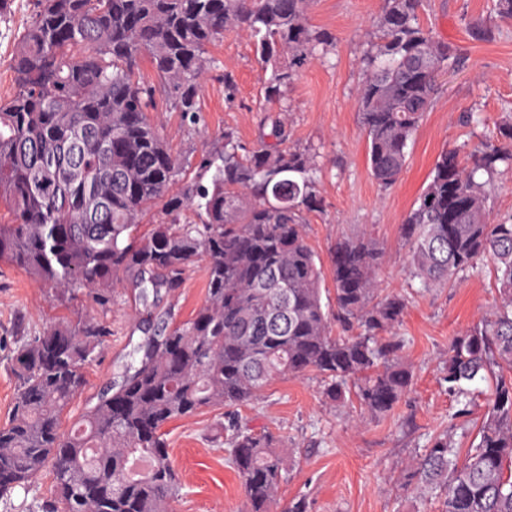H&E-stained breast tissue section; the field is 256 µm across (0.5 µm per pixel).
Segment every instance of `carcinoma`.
I'll return each instance as SVG.
<instances>
[{
  "mask_svg": "<svg viewBox=\"0 0 512 512\" xmlns=\"http://www.w3.org/2000/svg\"><path fill=\"white\" fill-rule=\"evenodd\" d=\"M313 0H36L12 59L15 89L0 97V261L61 294L81 291L112 303L128 283L142 296L178 288L206 262V293L194 315L166 314L138 346V359L112 398L88 404L62 426L86 387L85 368L109 336L94 319L62 320L22 342L12 359L18 383L0 424V499L51 477L44 512H172L181 495L165 427L206 409L224 410L228 463L244 493L243 512H276L288 479V446L254 431L239 410L276 380L316 374L324 394L355 397L373 415L391 412L410 390L412 369L395 328L409 300L383 295L384 252L342 237L330 251L336 321L323 302V269L303 232L324 210L318 153L288 145L279 119L249 150L224 129V146L189 162L169 149L149 113L156 95L192 118L216 62L209 48L238 29L250 35L267 77L258 111L283 106L303 68L336 38L310 22ZM424 0H382L358 64L357 117L376 183L390 188L461 48L421 21ZM468 22L489 42L512 19ZM156 82L137 79L141 61ZM75 164L87 171L69 180ZM512 172V120L466 153L442 151L405 216L420 290L451 285L487 259L494 309L454 336L441 383L466 417L472 385L492 380L475 443L458 457L448 434L432 437L406 466L405 486L438 499L441 512H512V215L490 220L487 186L499 165ZM159 219L142 230L147 216Z\"/></svg>",
  "mask_w": 512,
  "mask_h": 512,
  "instance_id": "cac0c4a2",
  "label": "carcinoma"
}]
</instances>
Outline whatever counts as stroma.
<instances>
[{
  "instance_id": "35a3bbf8",
  "label": "stroma",
  "mask_w": 512,
  "mask_h": 512,
  "mask_svg": "<svg viewBox=\"0 0 512 512\" xmlns=\"http://www.w3.org/2000/svg\"><path fill=\"white\" fill-rule=\"evenodd\" d=\"M427 3L424 25L440 40L462 47L466 59L449 66L443 91L420 125L394 186L381 189L370 174L356 105L358 58L381 0H316L311 22L332 32L336 47L326 59L312 60L302 70L288 91L287 110L280 115L291 144L319 151L318 189L325 209L308 216L304 232L310 245L325 262L338 237L376 241L385 252L378 280L387 294L405 292L414 283L399 227L439 153L474 136H492L512 112V20L499 22L494 40L475 42L467 24L489 15L493 0ZM33 11L34 0H10L9 10L0 16V97L13 90L10 58ZM210 55L217 68L201 89L199 123L191 124L163 103L152 114L172 151L194 164L205 151L221 145L225 129H233L249 148L263 132L258 107L264 72L250 37L226 31ZM228 74L234 79L230 91L224 86ZM472 109L480 112L482 122L469 128L460 117ZM204 296L201 262L190 269L181 288L146 298L139 290L121 288L106 308L80 293L58 297L23 270L0 262V422L7 419L17 397L11 358L20 339L66 318L93 316L110 327V337L85 369L87 386L72 404L77 414L120 379L155 316L169 311L177 320L187 319ZM493 306L492 269L486 262L456 286L430 289L410 304L397 333L405 339L404 355L414 371V384L388 415H372L354 401L334 404L313 375L279 379L254 405L242 408L250 427L271 430L288 445V481L280 492L281 503L302 497L309 512H439L437 500L405 489L403 471L436 434L447 433L459 448H468L471 438L463 433L457 407L439 378L453 336ZM219 420L218 412L205 411L166 428L183 486L175 512H241L243 490L216 430Z\"/></svg>"
}]
</instances>
